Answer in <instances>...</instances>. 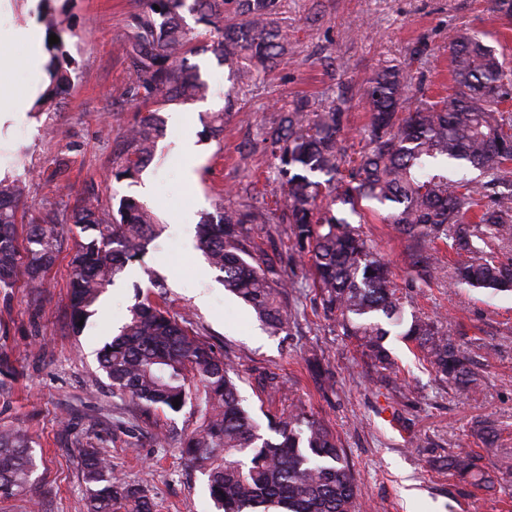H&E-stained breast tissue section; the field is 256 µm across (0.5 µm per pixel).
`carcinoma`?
Masks as SVG:
<instances>
[{"label":"carcinoma","mask_w":512,"mask_h":512,"mask_svg":"<svg viewBox=\"0 0 512 512\" xmlns=\"http://www.w3.org/2000/svg\"><path fill=\"white\" fill-rule=\"evenodd\" d=\"M280 0H140L130 15L126 55L132 68L127 94L162 101L202 99L207 84L188 55L195 52L182 24L188 10L214 29L211 52L235 81L228 110L210 116L212 135L224 132L235 99L261 73L288 56V30L278 20ZM159 9H154V6ZM53 90L68 79L73 63L51 9L42 14ZM451 93L432 94L410 69L390 65L376 70L364 89L367 148L343 174L337 143L344 134L350 104L338 94L316 105L301 98L277 108L278 121L262 129V141L286 194L283 209H271L265 222L292 224L294 247L307 257L309 280L324 313L336 317L345 334L356 336L383 371L394 362L382 344L379 319L403 323V295L389 266L350 217L368 222L376 215L420 245L443 243L456 255L459 286L512 291V258L475 245L512 241V69L500 61L481 36L459 32L449 47ZM155 111L141 114L128 133L131 148L112 175L133 179L152 157L161 134ZM472 167L473 179L456 178L448 168ZM323 174L325 182L311 180ZM374 201L379 208L364 210ZM24 200L17 183L0 180V292L14 288L25 266L32 288L43 285L57 241L36 224L18 244V214ZM253 218L226 208L220 222L204 219L197 247L231 293L249 305L274 333L288 327L279 295L287 288L278 262L252 253L243 225ZM80 229L72 259L70 308L73 325L86 320L106 288L127 265L140 261L155 224L154 215L136 198L119 200L118 215L82 206L73 214ZM403 336L419 342L439 375L461 392L478 385L476 374L434 322L413 318ZM99 365L112 394L129 399L146 422L155 410L181 411L199 399L197 426L179 446L182 458L207 477V488L220 512H359L351 467L334 434L297 407L278 420L272 436L242 405L229 359L211 348L177 319L150 302H138L117 336L99 353ZM179 406H173L174 398ZM478 454L448 455V472L469 478L490 491L494 482ZM37 468L24 433L0 430V499L32 487ZM82 480L86 512H157L146 492L118 476L98 448L83 451Z\"/></svg>","instance_id":"1"}]
</instances>
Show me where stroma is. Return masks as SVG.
I'll return each instance as SVG.
<instances>
[{"label":"stroma","instance_id":"obj_1","mask_svg":"<svg viewBox=\"0 0 512 512\" xmlns=\"http://www.w3.org/2000/svg\"><path fill=\"white\" fill-rule=\"evenodd\" d=\"M52 6L74 60L68 80L51 104H32L20 120L0 124V179L24 187L18 231L54 214L59 248L40 291L27 288L21 273L9 293L0 292V429L26 433L40 459L30 493L0 500V512H86L79 450L88 445L103 449L125 480L143 485L158 512H216L205 476L177 451L196 426L194 406L161 410L153 424L131 426L135 404L113 397L98 367V351L118 334L139 292L190 318L217 357L233 360L244 405L260 423L300 405L328 426L353 466L362 512H512V478L494 473L496 489L485 492L447 469L452 452L493 462L478 434L483 420L493 424L498 447L512 448V294L456 287L445 245L424 248L392 225H361L406 295L407 315L434 320L480 384L460 393L423 360L417 343L393 334L385 345L396 370L384 373L315 302L301 263L286 251L290 225L263 223L283 196L261 141L284 102L340 91L351 101L342 153L356 159L368 120L363 90L376 69L411 64L431 91L441 92L450 82L448 44L461 30L483 31L486 43L512 63V15L491 0H281L288 57L251 84L245 111L226 121L216 140L206 115L224 109L231 81L212 52L189 58L210 87L205 100L133 99L125 93L131 78L125 43L137 0H53ZM42 11L41 0H0V36L13 61L8 81L17 95L42 94L51 84L47 69L27 66L28 45L8 36L30 28L44 38ZM420 41L432 54L411 62ZM149 110L163 120L155 152L139 176L116 180L112 172L129 149L127 131ZM175 112L183 113V124L171 122ZM188 137L197 148L190 170L178 150ZM125 195L152 211L155 231L142 264L122 272L83 332L72 333L74 209L114 210ZM221 205L253 213L248 245L280 260L290 284L282 298L291 316L286 331L269 333L225 291L195 244V230L185 229L186 212L213 216ZM418 254L425 260L417 264ZM153 273L162 287L151 286ZM270 377L280 391L267 388ZM164 436L168 446L158 447L156 438Z\"/></svg>","mask_w":512,"mask_h":512}]
</instances>
